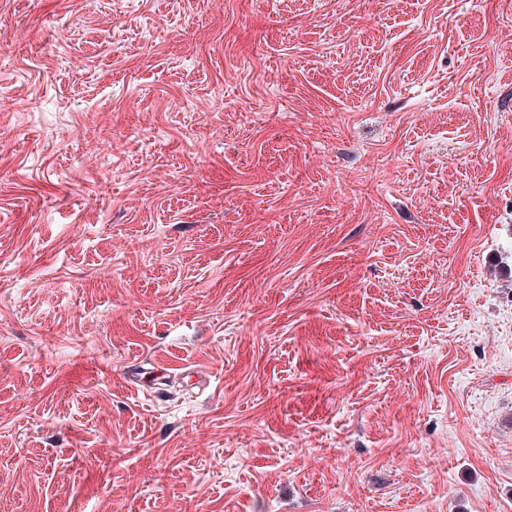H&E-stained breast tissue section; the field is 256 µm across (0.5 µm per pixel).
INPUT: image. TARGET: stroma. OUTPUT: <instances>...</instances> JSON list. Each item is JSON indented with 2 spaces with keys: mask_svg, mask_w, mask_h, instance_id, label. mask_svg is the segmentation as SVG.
I'll return each mask as SVG.
<instances>
[{
  "mask_svg": "<svg viewBox=\"0 0 512 512\" xmlns=\"http://www.w3.org/2000/svg\"><path fill=\"white\" fill-rule=\"evenodd\" d=\"M0 512H512V0H0Z\"/></svg>",
  "mask_w": 512,
  "mask_h": 512,
  "instance_id": "1",
  "label": "stroma"
}]
</instances>
